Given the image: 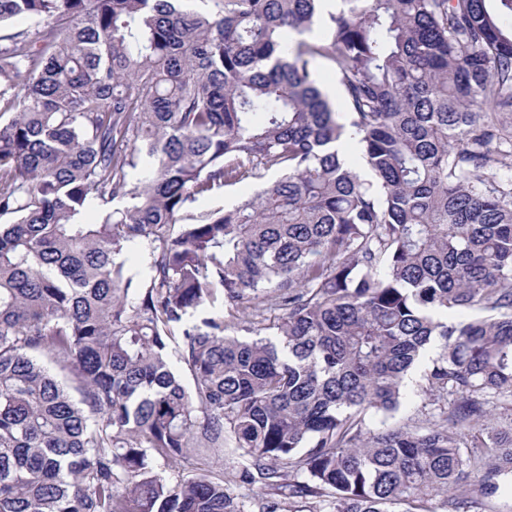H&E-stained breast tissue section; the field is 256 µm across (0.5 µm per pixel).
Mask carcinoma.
<instances>
[{
  "label": "carcinoma",
  "mask_w": 512,
  "mask_h": 512,
  "mask_svg": "<svg viewBox=\"0 0 512 512\" xmlns=\"http://www.w3.org/2000/svg\"><path fill=\"white\" fill-rule=\"evenodd\" d=\"M511 17L0 0L29 21L0 36V512H489L512 484ZM431 348L423 406L451 407L387 424ZM226 448L277 497L235 492ZM314 74L322 90L327 94L330 101L335 104L336 110L341 112L340 114L344 118L343 99L332 65L325 60L318 59L314 63ZM276 172L269 171L262 179H249L232 188L224 189V194L218 192L211 197H201L190 205L185 215L197 217L218 206L231 207L246 200L255 190L260 189L264 183L276 177Z\"/></svg>",
  "instance_id": "carcinoma-1"
}]
</instances>
